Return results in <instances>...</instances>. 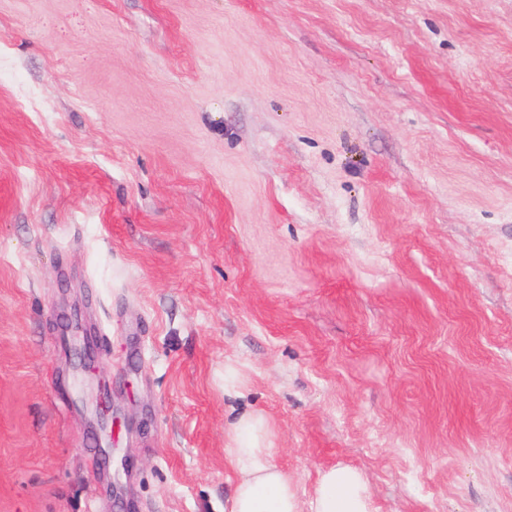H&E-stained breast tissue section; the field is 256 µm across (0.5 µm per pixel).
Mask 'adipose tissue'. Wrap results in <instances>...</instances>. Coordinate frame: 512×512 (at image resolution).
Returning <instances> with one entry per match:
<instances>
[{"instance_id": "ef3b65f1", "label": "adipose tissue", "mask_w": 512, "mask_h": 512, "mask_svg": "<svg viewBox=\"0 0 512 512\" xmlns=\"http://www.w3.org/2000/svg\"><path fill=\"white\" fill-rule=\"evenodd\" d=\"M271 429L258 412L239 414L231 424L226 446L235 483L229 512H301L292 479L272 465ZM310 512H374L362 476L338 466L323 472Z\"/></svg>"}]
</instances>
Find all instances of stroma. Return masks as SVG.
I'll list each match as a JSON object with an SVG mask.
<instances>
[{
	"label": "stroma",
	"instance_id": "1",
	"mask_svg": "<svg viewBox=\"0 0 512 512\" xmlns=\"http://www.w3.org/2000/svg\"><path fill=\"white\" fill-rule=\"evenodd\" d=\"M243 411L512 512V0H0V512H225Z\"/></svg>",
	"mask_w": 512,
	"mask_h": 512
}]
</instances>
